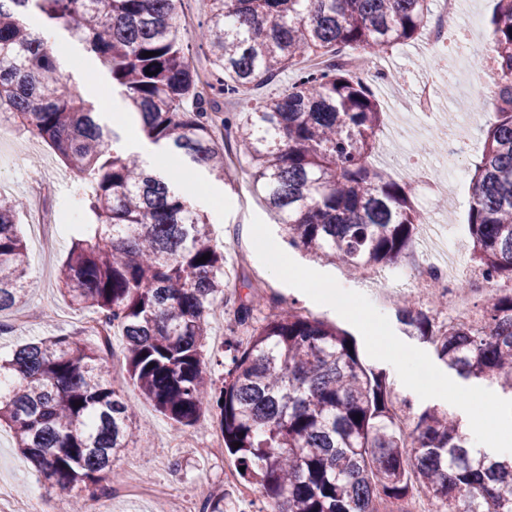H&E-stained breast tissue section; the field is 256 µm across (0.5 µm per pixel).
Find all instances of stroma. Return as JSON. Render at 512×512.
Masks as SVG:
<instances>
[{
  "instance_id": "obj_1",
  "label": "stroma",
  "mask_w": 512,
  "mask_h": 512,
  "mask_svg": "<svg viewBox=\"0 0 512 512\" xmlns=\"http://www.w3.org/2000/svg\"><path fill=\"white\" fill-rule=\"evenodd\" d=\"M494 0H459L458 16L448 31V42L442 43L431 56H423L421 41L414 40L392 48L378 58V65L387 74L376 84L374 92L384 112V125L401 129L398 157L376 152L375 162L386 172H393L396 161L418 162L430 165L434 174L445 168L455 169L458 175L456 189L432 192L423 186L411 185V196L424 216L436 214L452 216V236L464 247H471L468 211L474 164L483 150L485 131L494 119L495 85L489 68L480 67L478 55H491L493 42L489 19ZM51 44L60 53V66L68 75L72 91L83 98L102 124L114 127L113 116L123 104L118 88L97 57L88 51L74 27H51ZM435 74L438 87H451L452 94L445 99L443 109L452 125L453 133L443 138L433 150L426 149V137L418 129L430 122L429 117L414 114L410 101L416 82L423 71ZM50 165L59 175L54 191L33 198L28 183L41 164ZM249 167L245 158H238L230 175L232 186H224L211 176L206 168L181 159L176 177L177 185L194 181L197 195L192 204L207 215L217 247L223 248L226 278L231 292H243L244 282L266 280L268 288L264 304L255 310V321L294 307L313 312L315 317L336 323L353 340L360 360L375 371L384 373L399 403L406 405L410 416H417L428 408L446 407L444 400H423L405 387L396 370L388 363L371 358L359 331L341 318L331 307L313 302L301 291L270 275L257 254L252 253L251 220L260 217L269 225L275 240L285 241L282 225L266 211L256 195L241 197L239 189L249 182ZM0 182L7 192L23 200L17 215L21 235L29 257V275L36 288L24 307L0 315V322L10 325L8 333L0 335V357H8L12 350L34 337L61 334L79 335L91 314L73 308L58 290V280L75 235L77 224L89 223L88 214L72 219L70 205L82 199L81 179L58 159L40 138L11 127L0 136ZM52 215L46 224L31 223L35 208ZM114 368L109 376L116 390L134 406L140 430L136 444L127 448L138 466L140 485L132 495L112 497L106 512H166L170 501L164 496L167 486L175 485L188 495L208 486L212 494L223 495L224 512H260L263 499L246 504L238 499V483L224 480V469L231 457L222 450L207 452L200 448H170L166 442L176 433L171 421L160 415L144 401L127 377L122 353H115ZM0 485H6L17 496L37 493L49 512L67 507L72 491L49 487L43 477L18 452L12 432L0 427Z\"/></svg>"
}]
</instances>
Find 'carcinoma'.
Here are the masks:
<instances>
[{"mask_svg":"<svg viewBox=\"0 0 512 512\" xmlns=\"http://www.w3.org/2000/svg\"><path fill=\"white\" fill-rule=\"evenodd\" d=\"M428 2L206 0L209 23L196 41L177 23V0H0V115L42 138L88 185L92 223L72 243L60 293L121 331L129 379L162 416L192 426L216 413L241 479L271 512H379L382 502L406 503L415 482L446 512H512V457L475 447L446 409L423 411L404 435L387 404V377L362 363L346 332L292 307L252 326L256 292L247 303L233 299L220 361L228 368L221 382L208 375L207 317L226 303L228 287L209 220L115 147L120 135L73 94L31 20L76 22L144 136L226 185L225 140L234 138L288 245L357 276L396 263L425 218L406 184L372 166L383 112L371 84L336 56L352 48L381 57L419 37ZM491 25L495 119L472 182L469 230L473 265L512 283V0H496ZM194 41L212 59L204 83L191 63ZM312 58L326 64L300 69L258 107H215ZM22 207L0 195V313L32 290L15 224ZM397 314L448 367L512 392V289L490 296L480 329L438 325L410 294ZM245 325L243 342L237 328ZM112 355L98 335L92 344L60 335L0 362V426L50 485L89 500L109 488L137 429L108 379Z\"/></svg>","mask_w":512,"mask_h":512,"instance_id":"cac0c4a2","label":"carcinoma"}]
</instances>
